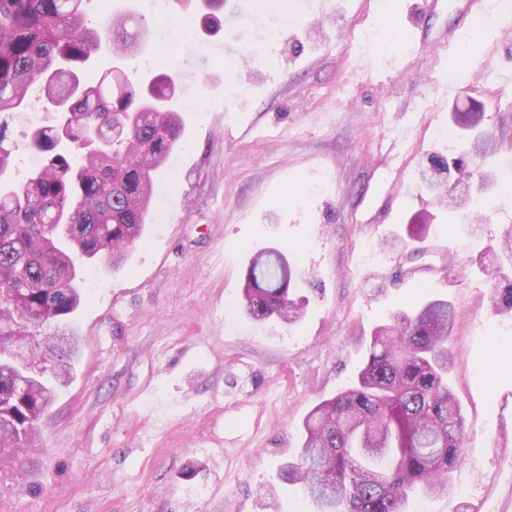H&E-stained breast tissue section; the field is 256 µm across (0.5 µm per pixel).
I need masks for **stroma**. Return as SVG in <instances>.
<instances>
[{
	"mask_svg": "<svg viewBox=\"0 0 512 512\" xmlns=\"http://www.w3.org/2000/svg\"><path fill=\"white\" fill-rule=\"evenodd\" d=\"M416 2L331 0L323 20L292 0L275 15L248 0L212 33L170 5L182 28L164 65L178 79L182 144L154 179L144 239L120 267L104 255L80 271L72 378L26 454L0 468V512H316L280 477L305 416L356 381L377 325L432 297L455 309L448 384L468 439L447 489L413 496L408 510L512 512V313L492 309L473 262L512 228L498 169L512 157V31L471 0H428L430 39L458 14L471 21L455 47L419 52ZM105 11L148 30L123 67L153 73L157 23L140 0H90L89 27ZM274 23L282 40L260 43ZM473 35L493 71L450 79L456 46ZM243 49L276 55L278 69L240 62ZM362 54L373 59L365 72L353 66ZM472 107L484 112L475 132L453 120ZM403 126L413 138L399 139ZM478 133L491 155L472 153ZM448 155L464 161L449 182L478 229L416 175ZM418 218L442 253L410 236ZM266 247L286 251L301 277L308 304L295 323L253 320L240 306L249 259ZM362 262L402 274L442 262L461 276L397 287L357 276Z\"/></svg>",
	"mask_w": 512,
	"mask_h": 512,
	"instance_id": "obj_1",
	"label": "stroma"
}]
</instances>
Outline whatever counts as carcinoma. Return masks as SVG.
Masks as SVG:
<instances>
[{
  "mask_svg": "<svg viewBox=\"0 0 512 512\" xmlns=\"http://www.w3.org/2000/svg\"><path fill=\"white\" fill-rule=\"evenodd\" d=\"M88 0H0V337L24 332L53 340L43 328L65 326L72 345L66 364L47 371L19 366L0 351V466L30 445L55 387L71 378L80 336L70 326L81 303L77 265L104 252L119 265L149 223L152 174L180 145L184 122L169 108L176 79L159 72L132 83L118 67L97 82L84 72L103 48L117 58L142 48L130 17L86 24ZM202 6V22L219 19L224 0H179ZM66 104L62 120L31 125L25 149L42 166L11 182L19 146L8 135L10 115L32 97ZM483 113L459 112L455 121L474 130ZM503 253L490 249V299L512 309V236ZM284 252L258 250L245 276L243 306L258 320L287 322L300 307ZM454 310L433 298L392 316L371 337L357 384L320 401L304 422L299 461L288 480L301 485L317 512H406L416 490L448 484L464 460L465 417L448 386V338Z\"/></svg>",
  "mask_w": 512,
  "mask_h": 512,
  "instance_id": "1",
  "label": "carcinoma"
}]
</instances>
